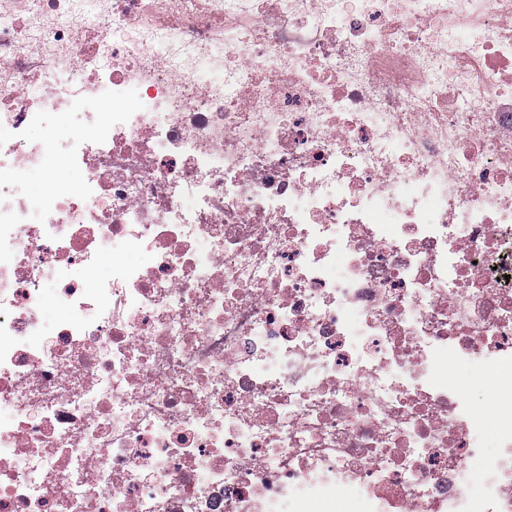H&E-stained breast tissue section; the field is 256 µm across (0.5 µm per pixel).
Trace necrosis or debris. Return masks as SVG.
<instances>
[{
	"label": "necrosis or debris",
	"instance_id": "obj_1",
	"mask_svg": "<svg viewBox=\"0 0 512 512\" xmlns=\"http://www.w3.org/2000/svg\"><path fill=\"white\" fill-rule=\"evenodd\" d=\"M52 155L0 512H512V0H0V170Z\"/></svg>",
	"mask_w": 512,
	"mask_h": 512
}]
</instances>
